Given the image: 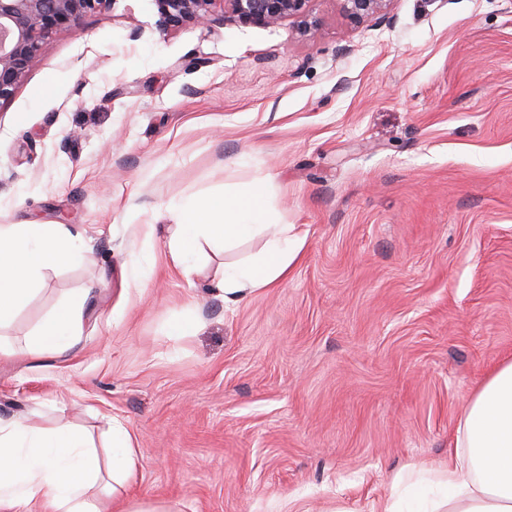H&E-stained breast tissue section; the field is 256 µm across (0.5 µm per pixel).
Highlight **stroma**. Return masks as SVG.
Here are the masks:
<instances>
[{
	"instance_id": "stroma-1",
	"label": "stroma",
	"mask_w": 512,
	"mask_h": 512,
	"mask_svg": "<svg viewBox=\"0 0 512 512\" xmlns=\"http://www.w3.org/2000/svg\"><path fill=\"white\" fill-rule=\"evenodd\" d=\"M164 31L116 0L57 31L0 103V224H61L5 333L71 297L73 346L0 354V419L138 448L123 497L168 512H376L407 466L455 454L478 386L512 360V0H393L349 26ZM267 178L307 232L288 280L237 301L223 261L170 268V208ZM193 335H168L170 322Z\"/></svg>"
}]
</instances>
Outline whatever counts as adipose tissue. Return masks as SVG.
<instances>
[{"label": "adipose tissue", "instance_id": "ef3b65f1", "mask_svg": "<svg viewBox=\"0 0 512 512\" xmlns=\"http://www.w3.org/2000/svg\"><path fill=\"white\" fill-rule=\"evenodd\" d=\"M175 230L169 241L174 268L191 274L204 248L228 251L264 238L258 254L225 264V295L272 287L298 262L306 238L296 225L282 224L271 188L256 178L237 189L190 198L171 209ZM78 240L58 224H0V327L21 308L43 270L72 263ZM83 301L61 305L20 346L29 354L66 351L82 314ZM463 453L439 474L425 469L398 474L378 512H410L406 501L420 484L435 486L412 512H512V361L501 363L477 389L457 428ZM134 437L113 424L109 468L125 486L137 470ZM100 459L90 438L67 423L41 428L28 420H0V512H151L119 497L94 495Z\"/></svg>", "mask_w": 512, "mask_h": 512}]
</instances>
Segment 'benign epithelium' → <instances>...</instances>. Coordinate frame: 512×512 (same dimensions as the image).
<instances>
[{
	"label": "benign epithelium",
	"mask_w": 512,
	"mask_h": 512,
	"mask_svg": "<svg viewBox=\"0 0 512 512\" xmlns=\"http://www.w3.org/2000/svg\"><path fill=\"white\" fill-rule=\"evenodd\" d=\"M116 0H0V102L10 100L30 69L48 51L52 35ZM159 26L181 30L211 21L217 4L223 13L245 24L267 27L289 20L304 36L316 27L311 0H154ZM354 24L389 19L393 0H336Z\"/></svg>",
	"instance_id": "benign-epithelium-1"
}]
</instances>
